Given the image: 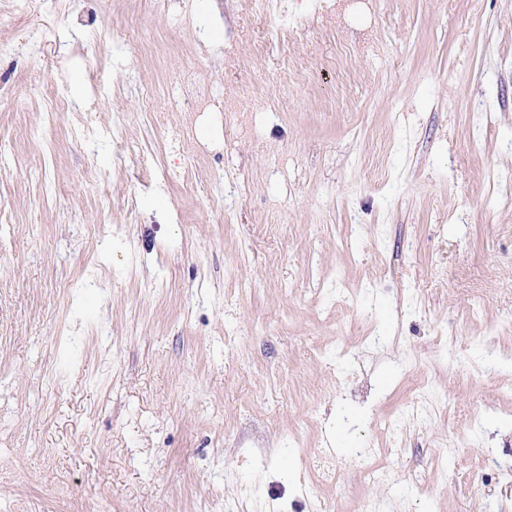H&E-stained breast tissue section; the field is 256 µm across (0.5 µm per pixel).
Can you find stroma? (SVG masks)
<instances>
[{
  "instance_id": "obj_1",
  "label": "stroma",
  "mask_w": 512,
  "mask_h": 512,
  "mask_svg": "<svg viewBox=\"0 0 512 512\" xmlns=\"http://www.w3.org/2000/svg\"><path fill=\"white\" fill-rule=\"evenodd\" d=\"M0 88V512H308L326 441L333 512H512V0H0ZM442 400V395L431 384L422 382L418 394L407 402L403 420L428 421ZM382 448L368 441L357 449V469L368 483L392 486L400 483L401 471L392 462L384 461ZM319 448L318 452L312 456L310 463H306L303 482L307 483V497L310 512H324L325 500L323 492L333 487L338 478L340 463L335 448Z\"/></svg>"
}]
</instances>
